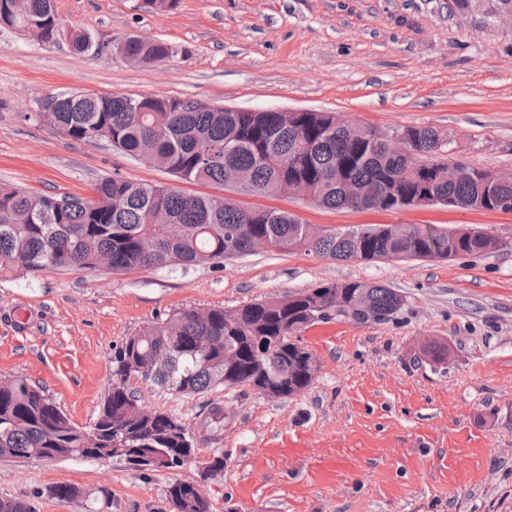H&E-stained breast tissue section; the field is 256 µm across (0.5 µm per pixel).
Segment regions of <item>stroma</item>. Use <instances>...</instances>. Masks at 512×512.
Masks as SVG:
<instances>
[{
  "mask_svg": "<svg viewBox=\"0 0 512 512\" xmlns=\"http://www.w3.org/2000/svg\"><path fill=\"white\" fill-rule=\"evenodd\" d=\"M61 36L40 42L0 27V184L88 197L113 175L172 184L105 142H77L39 113L65 92L201 99L246 110L334 112L383 131L433 127L458 156L512 172V32L462 21L448 0H54ZM81 30L110 46L159 39L155 67L79 53ZM324 229L369 224L487 228L504 248L480 256L336 261L256 251L222 266L132 273L80 268L0 276V381L39 387L77 425L96 420L111 360L127 337L184 308L233 310L336 281L389 285L405 304L386 322L318 323L301 342L320 370L288 399L249 387L175 394L131 386L146 408L177 415L197 464L179 473L115 460L0 457V497L35 512H172L165 489L196 480L210 512H512V213L444 205L327 210L293 197L256 198ZM448 347L422 355L421 339ZM229 417L207 426L213 406ZM224 455L201 480L198 463ZM61 484L81 489L61 499Z\"/></svg>",
  "mask_w": 512,
  "mask_h": 512,
  "instance_id": "1",
  "label": "stroma"
}]
</instances>
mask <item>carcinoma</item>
<instances>
[{
  "label": "carcinoma",
  "mask_w": 512,
  "mask_h": 512,
  "mask_svg": "<svg viewBox=\"0 0 512 512\" xmlns=\"http://www.w3.org/2000/svg\"><path fill=\"white\" fill-rule=\"evenodd\" d=\"M27 15L40 23L45 40L58 24L52 0H25ZM14 0H0V26L25 31L14 18ZM120 51L136 62L156 66L168 59L171 47L162 40L129 38ZM52 127L76 141L106 140L133 158L152 145L154 165L179 181L220 187L235 195L274 197L288 191V178L311 188L309 203L325 209L393 211L412 205L422 194L436 205L473 211H506L512 204V180L494 187L474 165L453 158L462 167L450 181L438 176L448 163L435 161L448 151L441 131L418 127L409 152L390 151L381 131L370 125L328 130L324 112H302L290 120L271 110L226 112L197 99L179 100L168 112L164 98L127 94L62 93L55 100ZM350 179L362 192L352 202L338 181ZM459 239L448 252V236ZM267 245L273 251L304 250L333 260L422 259L478 256L503 247L481 229L426 230L397 224L387 232L379 226L334 229L309 237L308 225L277 208L243 210L239 205L215 206L205 193L132 183L118 176L94 185L89 199L70 194L47 196L0 185V275L48 268L110 272L164 268L171 265L217 266L225 252L250 253ZM404 297L387 286L350 280L324 283L292 294L284 307L268 298L250 303L226 317L213 308L199 315L181 308L148 323L138 337L126 339L112 357V380L92 427L75 424L43 390L22 381L0 386V457L54 458L60 454L87 460H120L114 449L129 453L170 448L168 470L183 468V448L193 444L182 420L139 404L125 373L126 359L136 355L147 363L156 355L168 362L145 380L175 393H200L222 386L279 390L288 399L307 390L318 369L312 367L300 333L318 323L315 311L335 315L321 321L348 319L363 323L390 320ZM369 307L365 313L361 307ZM207 343V357L199 348ZM420 350L432 361L448 359V348L435 339L421 340ZM237 364L224 374V353ZM174 512H209V506L187 482L166 489Z\"/></svg>",
  "instance_id": "carcinoma-1"
}]
</instances>
